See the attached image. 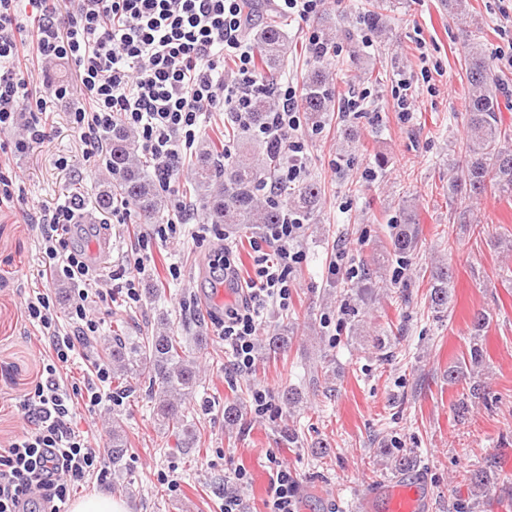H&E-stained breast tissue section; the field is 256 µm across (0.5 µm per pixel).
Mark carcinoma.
Wrapping results in <instances>:
<instances>
[{
	"mask_svg": "<svg viewBox=\"0 0 512 512\" xmlns=\"http://www.w3.org/2000/svg\"><path fill=\"white\" fill-rule=\"evenodd\" d=\"M364 20L376 29L384 27L388 0H366ZM249 37L256 53L260 79L250 95L247 124L232 123L227 133L240 140L244 160L227 166L219 148L206 143L196 155L191 174L192 195L203 204L211 224H245L266 227L282 222L287 212L309 219L319 204L321 186L315 180L298 184L279 183L276 200L261 201L259 192L277 179L285 155L272 142L255 141L248 134L272 123L277 77L287 53L285 23L275 14L252 29ZM331 46L326 42L310 46L315 58L303 82L297 112L311 124L335 111L342 97L329 83L326 73ZM466 101V137L458 146L461 160L448 166V198L462 203L448 220L454 224H476L472 203L487 195L512 198V129L499 117L501 77L490 64L480 41L467 38L463 43ZM110 181L98 189L95 204L109 212L117 205L134 208L143 221L154 224L164 214V200L152 178L150 163L137 155L130 131L117 120L103 131ZM419 231L415 218L408 217L391 239L393 253L401 258L415 250ZM452 270L437 265L431 271L429 302L433 309L448 307ZM105 353L112 358V379L116 389L132 393L131 380L146 385L154 402L156 419L178 437L183 448L193 445L194 434L187 423L184 398L198 387V371L185 353L181 338L163 330L152 335L128 336L122 329L112 331ZM483 362L478 344L448 367V383L469 381L468 393L455 406L464 417L474 400H486L487 385L477 368ZM469 480L478 493L489 492L497 477L496 456L470 472Z\"/></svg>",
	"mask_w": 512,
	"mask_h": 512,
	"instance_id": "1",
	"label": "carcinoma"
}]
</instances>
